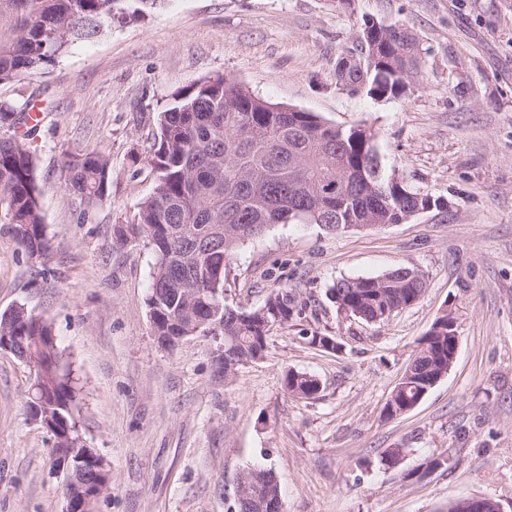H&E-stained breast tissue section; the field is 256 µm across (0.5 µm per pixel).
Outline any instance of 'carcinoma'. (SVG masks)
<instances>
[{
    "mask_svg": "<svg viewBox=\"0 0 512 512\" xmlns=\"http://www.w3.org/2000/svg\"><path fill=\"white\" fill-rule=\"evenodd\" d=\"M159 0H0V85L45 69L76 42L96 37L118 19L143 17ZM400 39H383L373 68L336 70V82L377 100L398 96L417 72L421 50L405 25L391 24ZM273 104L216 75L180 92L160 111L159 132L147 165L150 194L130 222L150 246L154 271L147 306L156 336H195L201 324L220 322L224 353L214 352L217 375L265 351L270 330L302 315L304 304L294 288L273 290L247 318L224 302L229 260L247 241L277 224H317L329 232L359 226L401 224L425 207L427 194L406 184L393 186L390 201H376L370 184L373 165H381L374 139L357 128L330 125L311 112H276ZM34 96L18 109L0 106V223L10 231L34 265L46 266L51 244L44 230L34 153L28 126ZM64 186L80 208L79 219L105 198L110 162L91 151L63 163ZM327 197L323 191L336 186ZM424 274L393 269L376 278L341 279L329 289L337 310L347 318L380 325L393 311L425 291ZM0 336H15L22 355L37 357L43 379H34L28 404L32 418L50 432L51 453L83 448L80 413L70 366L63 364L52 325L24 306L0 314ZM448 373V320L438 317L423 336L387 401L384 413L418 403L440 374ZM288 393L313 397L315 377L290 371ZM238 486L249 505L234 499L230 512H278L280 485L269 469L246 468Z\"/></svg>",
    "mask_w": 512,
    "mask_h": 512,
    "instance_id": "1",
    "label": "carcinoma"
}]
</instances>
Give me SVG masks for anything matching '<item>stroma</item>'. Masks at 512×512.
Listing matches in <instances>:
<instances>
[{
	"mask_svg": "<svg viewBox=\"0 0 512 512\" xmlns=\"http://www.w3.org/2000/svg\"><path fill=\"white\" fill-rule=\"evenodd\" d=\"M399 21L422 62L399 97L337 84L365 20ZM223 75L332 125L369 128L384 170L448 207L402 224L330 233L272 227L230 260L228 305L251 310L288 286L305 312L274 327L264 358L219 377L201 336L162 348L147 298L154 255L116 233L152 189L144 163L174 95ZM36 94L33 136L53 252L30 265L0 223V313L48 318L78 380L80 426L110 470L93 512H227L239 472H274L285 512H447L490 497L512 512V0H164L113 22L40 73L0 85V104ZM97 150L112 185L86 218L63 185L64 156ZM421 270L418 301L381 325L344 317L342 278ZM456 321L452 369L411 411L383 408L418 339ZM335 337L341 352L306 333ZM321 382L289 395L287 371ZM34 370L0 351V512H63V475L29 415ZM403 454L382 461L385 449ZM441 467L426 471L428 461Z\"/></svg>",
	"mask_w": 512,
	"mask_h": 512,
	"instance_id": "stroma-1",
	"label": "stroma"
}]
</instances>
